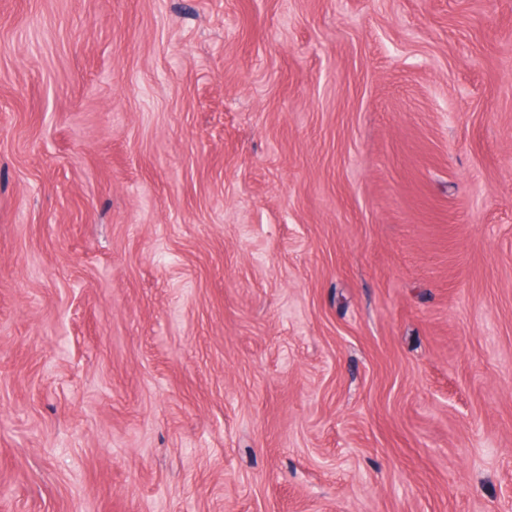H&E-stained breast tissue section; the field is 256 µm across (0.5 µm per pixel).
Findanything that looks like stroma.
<instances>
[{
	"mask_svg": "<svg viewBox=\"0 0 512 512\" xmlns=\"http://www.w3.org/2000/svg\"><path fill=\"white\" fill-rule=\"evenodd\" d=\"M0 512H512V0H0Z\"/></svg>",
	"mask_w": 512,
	"mask_h": 512,
	"instance_id": "obj_1",
	"label": "stroma"
}]
</instances>
